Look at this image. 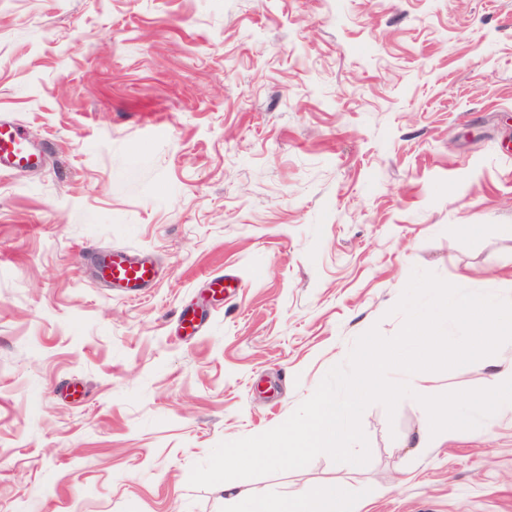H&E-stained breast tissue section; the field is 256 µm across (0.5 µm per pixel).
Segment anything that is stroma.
<instances>
[{"instance_id": "obj_1", "label": "stroma", "mask_w": 512, "mask_h": 512, "mask_svg": "<svg viewBox=\"0 0 512 512\" xmlns=\"http://www.w3.org/2000/svg\"><path fill=\"white\" fill-rule=\"evenodd\" d=\"M1 114L46 162L0 174V512H226L192 466L396 334L413 269L512 300V0H0ZM106 246L159 278L102 288ZM500 355L414 390L487 387ZM426 422L371 405L367 464L242 485L512 512V413L401 450Z\"/></svg>"}]
</instances>
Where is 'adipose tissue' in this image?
Listing matches in <instances>:
<instances>
[{
	"instance_id": "ef3b65f1",
	"label": "adipose tissue",
	"mask_w": 512,
	"mask_h": 512,
	"mask_svg": "<svg viewBox=\"0 0 512 512\" xmlns=\"http://www.w3.org/2000/svg\"><path fill=\"white\" fill-rule=\"evenodd\" d=\"M467 405L485 418L504 411L512 412V364L494 374L487 391L468 397ZM462 430L457 420L449 418L447 407L440 406L434 411L431 426L418 432L417 436L406 438L403 445L421 456ZM224 498L231 504L233 512H358L354 502L333 484L301 487L288 496L270 498L228 482L224 485Z\"/></svg>"
}]
</instances>
